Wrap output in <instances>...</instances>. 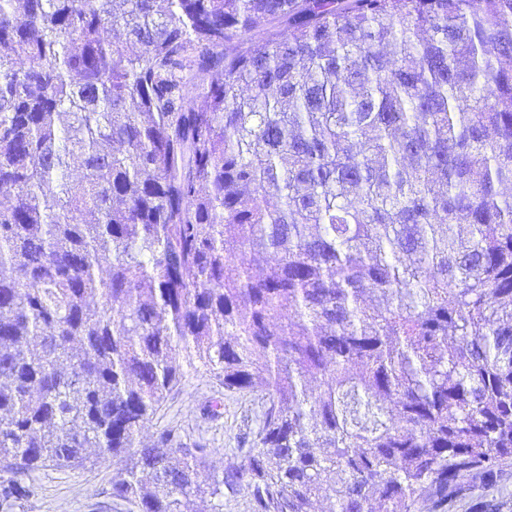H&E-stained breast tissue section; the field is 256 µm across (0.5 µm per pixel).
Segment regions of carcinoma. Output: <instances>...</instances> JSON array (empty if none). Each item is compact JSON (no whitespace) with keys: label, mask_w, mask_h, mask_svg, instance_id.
Instances as JSON below:
<instances>
[{"label":"carcinoma","mask_w":512,"mask_h":512,"mask_svg":"<svg viewBox=\"0 0 512 512\" xmlns=\"http://www.w3.org/2000/svg\"><path fill=\"white\" fill-rule=\"evenodd\" d=\"M508 182L512 0H0V505L114 458L137 512L494 485ZM185 365L262 395L230 469L140 444Z\"/></svg>","instance_id":"cac0c4a2"}]
</instances>
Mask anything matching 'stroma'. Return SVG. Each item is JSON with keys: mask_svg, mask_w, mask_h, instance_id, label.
Instances as JSON below:
<instances>
[{"mask_svg": "<svg viewBox=\"0 0 512 512\" xmlns=\"http://www.w3.org/2000/svg\"><path fill=\"white\" fill-rule=\"evenodd\" d=\"M215 404L220 407L216 413L211 410ZM259 406L257 394L226 392L209 374L188 368L142 436L149 441L162 430H173L178 444L210 449L213 464L228 467L239 462V449L251 447ZM117 470L108 461L76 470L43 468L28 479L33 494L0 506V512H135L112 497ZM479 500L498 504L499 512H512V464L504 467L495 486L464 492L446 512H474Z\"/></svg>", "mask_w": 512, "mask_h": 512, "instance_id": "obj_1", "label": "stroma"}]
</instances>
